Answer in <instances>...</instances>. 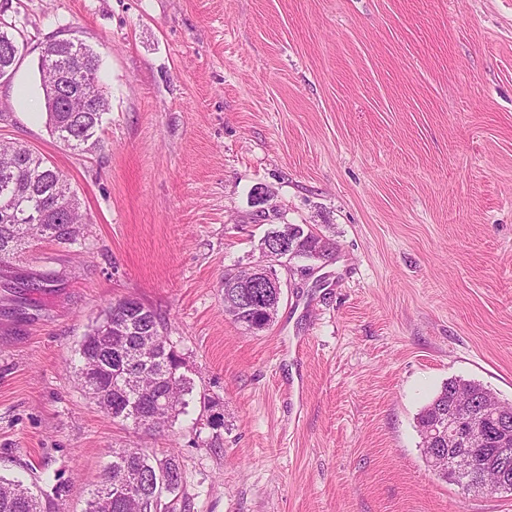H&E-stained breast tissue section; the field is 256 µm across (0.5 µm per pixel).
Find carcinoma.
<instances>
[{
    "instance_id": "obj_1",
    "label": "carcinoma",
    "mask_w": 512,
    "mask_h": 512,
    "mask_svg": "<svg viewBox=\"0 0 512 512\" xmlns=\"http://www.w3.org/2000/svg\"><path fill=\"white\" fill-rule=\"evenodd\" d=\"M14 34L0 28V78H8L14 71L16 55L9 52ZM57 46L68 50L71 73L77 81L98 80L99 56L81 42L71 39L57 41ZM109 110L108 98L97 87L94 111L79 100L66 103L46 98V112L51 131L65 146L79 149L89 145L102 123V114ZM87 217L80 211L76 193L66 177L44 157L24 146L0 144V265L18 254L22 246L37 239H48L58 245L78 241ZM288 234L294 238L293 257L313 258L318 240L312 231L299 224L288 225ZM58 278L48 269L35 277L20 282L19 294L44 292ZM280 299L270 289L260 302L254 304L245 297L229 276H224V311L235 322L246 327L260 323L268 326L276 314ZM164 319L159 313L139 300L119 299L107 306L84 337L79 349L78 374L82 387L89 385L106 388L117 378L120 351L125 344L134 343L143 335L158 339L155 348L143 356L137 365L138 386L132 391L112 388V400L101 403V409L121 422H131L135 429L150 430L174 420L180 409L186 407L185 396L192 392L191 382L184 379L165 394L170 400L171 414H164L147 425L137 421L141 410L154 395L157 380L169 374L176 365V352L168 343ZM488 392L481 384L461 379L445 382L440 391L417 417V428L424 453L433 448L426 438L427 427L435 418L448 412L456 394L479 395ZM110 461L104 466L100 481L90 490L84 512H165L168 505L163 497L172 495L183 485V471L178 456L168 452L162 456L147 454L140 448L108 452ZM132 471L139 476L138 485L128 488L122 475ZM438 477L452 482L466 492L481 491V479L476 473H462L448 464V453L439 455L435 469ZM61 480L45 490H33L19 480L0 476V512H48L54 500L65 492Z\"/></svg>"
}]
</instances>
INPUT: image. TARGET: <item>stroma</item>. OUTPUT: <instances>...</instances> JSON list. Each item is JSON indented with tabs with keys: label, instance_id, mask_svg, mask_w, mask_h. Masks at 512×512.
Here are the masks:
<instances>
[{
	"label": "stroma",
	"instance_id": "obj_1",
	"mask_svg": "<svg viewBox=\"0 0 512 512\" xmlns=\"http://www.w3.org/2000/svg\"><path fill=\"white\" fill-rule=\"evenodd\" d=\"M19 34L0 141L47 157L88 222L0 266V475L68 484L84 512L111 449L177 454L173 512H512L428 467L443 383L512 404V0H0ZM100 57L95 146L52 135L39 61ZM269 197L257 203L255 191ZM298 224L337 258L276 266L269 326L224 312V275ZM60 279L16 309L4 282ZM138 298L192 383L164 433L78 386L101 311Z\"/></svg>",
	"mask_w": 512,
	"mask_h": 512
}]
</instances>
